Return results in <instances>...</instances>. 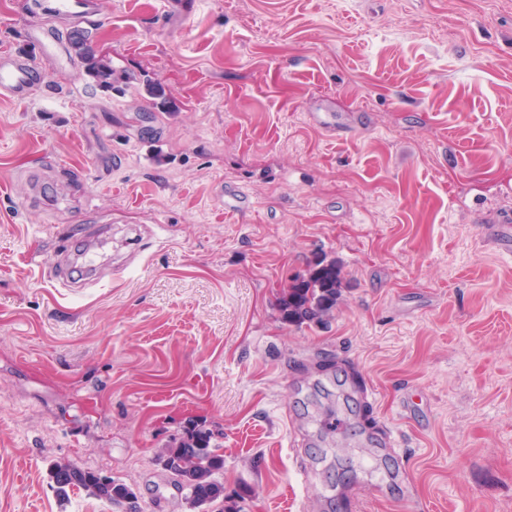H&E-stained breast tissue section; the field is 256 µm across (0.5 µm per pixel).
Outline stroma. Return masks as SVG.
<instances>
[{"mask_svg": "<svg viewBox=\"0 0 512 512\" xmlns=\"http://www.w3.org/2000/svg\"><path fill=\"white\" fill-rule=\"evenodd\" d=\"M17 2L0 50L46 81L0 98V512H121L58 499L51 460L188 512L158 455L191 428L242 512H512V254L483 234L512 215V0H99L112 94ZM80 249L74 290L48 266ZM332 259L327 325L288 324ZM219 193L224 198V211L228 214L242 215L252 208L248 196L236 183L226 182ZM340 270L336 262H318L307 278L293 281L276 298L288 323L321 324L331 315L340 295Z\"/></svg>", "mask_w": 512, "mask_h": 512, "instance_id": "stroma-1", "label": "stroma"}]
</instances>
